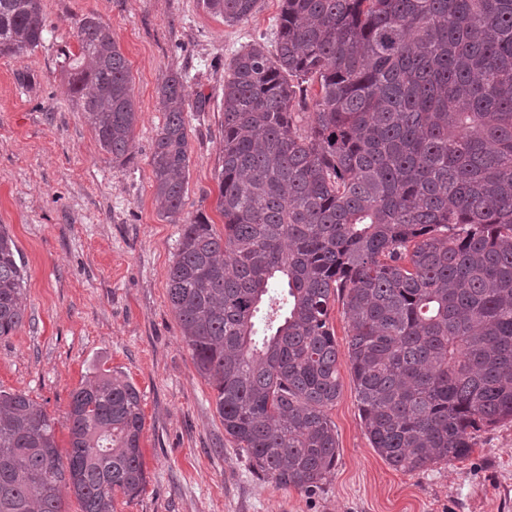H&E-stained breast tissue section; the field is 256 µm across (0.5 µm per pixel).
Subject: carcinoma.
<instances>
[{"mask_svg":"<svg viewBox=\"0 0 512 512\" xmlns=\"http://www.w3.org/2000/svg\"><path fill=\"white\" fill-rule=\"evenodd\" d=\"M257 2L204 0L227 24ZM74 30L69 91L124 162L138 119L127 60L96 16ZM45 31L42 0H0V56ZM158 94L154 199L176 219L190 166L182 76ZM222 135L224 234L184 221L168 298L255 472L311 492L336 465L337 303L361 419L391 467L463 460L475 432L512 421V0H281L275 50L255 40L227 65ZM26 301L1 229L0 338ZM66 423L63 456L55 422L0 391V512H63L64 487L81 512H114L116 494L141 492L133 383L94 372Z\"/></svg>","mask_w":512,"mask_h":512,"instance_id":"cac0c4a2","label":"carcinoma"}]
</instances>
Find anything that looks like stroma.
I'll list each match as a JSON object with an SVG mask.
<instances>
[{
    "instance_id": "1",
    "label": "stroma",
    "mask_w": 512,
    "mask_h": 512,
    "mask_svg": "<svg viewBox=\"0 0 512 512\" xmlns=\"http://www.w3.org/2000/svg\"><path fill=\"white\" fill-rule=\"evenodd\" d=\"M43 43L0 57V229L25 270L26 317L0 339V390L23 392L69 447L71 393L96 370L139 390L147 482L116 495L115 512H512V422L477 432L471 455L412 473L391 467L361 421L348 365L328 416L336 466L314 492L281 488L253 471L225 433L216 392L197 371L167 293L180 233L157 209L149 158L163 114L158 87L181 73L189 102L190 176L182 216L216 231L224 141V65L248 42L273 45L280 0H258L234 25L204 0H43ZM92 14L112 29L130 69L138 113L131 153L112 162L68 92L62 49ZM33 76L17 83V72Z\"/></svg>"
}]
</instances>
